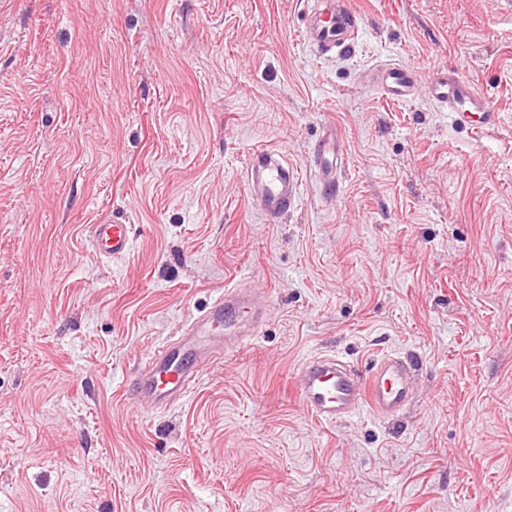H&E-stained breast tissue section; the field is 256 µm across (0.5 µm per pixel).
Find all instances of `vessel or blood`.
I'll use <instances>...</instances> for the list:
<instances>
[{
	"label": "vessel or blood",
	"mask_w": 512,
	"mask_h": 512,
	"mask_svg": "<svg viewBox=\"0 0 512 512\" xmlns=\"http://www.w3.org/2000/svg\"><path fill=\"white\" fill-rule=\"evenodd\" d=\"M306 11L304 36L308 42L324 55L348 50L360 20L349 0H309ZM377 80L384 96L406 101L416 89L417 73L407 67H390L380 71ZM429 92L447 106L457 123L470 125L474 131L491 128L497 122V111L479 100L465 79L437 73L430 80ZM341 154L335 140L326 138L319 144L317 167L322 181H334ZM249 156L244 174L248 197L261 200L269 223H278L295 208L301 181L280 163L268 145L252 146ZM131 234L128 224L91 227L94 247L112 259L129 254ZM263 320L248 289L226 287L207 310L189 319L179 340L154 353L149 364L130 381V394L160 406L186 398L203 364L222 358L226 349L255 336ZM413 376L411 363L399 356L382 357L364 373L337 356L317 354L301 363L293 389L308 414L331 424L364 407L383 417L397 415L412 397Z\"/></svg>",
	"instance_id": "b4317fda"
}]
</instances>
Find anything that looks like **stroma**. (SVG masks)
I'll list each match as a JSON object with an SVG mask.
<instances>
[{"label":"stroma","mask_w":512,"mask_h":512,"mask_svg":"<svg viewBox=\"0 0 512 512\" xmlns=\"http://www.w3.org/2000/svg\"><path fill=\"white\" fill-rule=\"evenodd\" d=\"M350 4L322 57L304 0H0V512H512V7ZM392 66L408 102L370 80ZM438 67L494 130L428 98ZM259 141L302 181L277 224L242 180ZM103 217L124 258L92 247ZM229 284L257 337L184 400L127 398ZM321 352L416 361L412 401L317 421L291 382ZM376 79L386 98L407 101L414 95L417 72L407 67H390L380 71ZM342 155L343 152L336 144V139L325 138L322 140L317 150V167L322 181L334 183L336 165L339 164L338 156ZM132 227L128 224H92L93 246L103 256L121 259L129 254L132 247Z\"/></svg>","instance_id":"obj_1"}]
</instances>
